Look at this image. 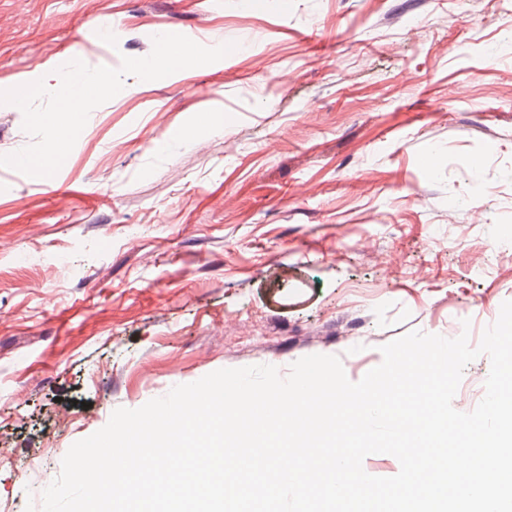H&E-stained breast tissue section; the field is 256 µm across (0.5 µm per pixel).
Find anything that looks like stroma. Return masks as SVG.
Listing matches in <instances>:
<instances>
[{
	"label": "stroma",
	"mask_w": 512,
	"mask_h": 512,
	"mask_svg": "<svg viewBox=\"0 0 512 512\" xmlns=\"http://www.w3.org/2000/svg\"><path fill=\"white\" fill-rule=\"evenodd\" d=\"M166 33L238 49L125 76L52 177L0 167V512L117 408L313 354L356 382L512 300V0H0V90Z\"/></svg>",
	"instance_id": "stroma-1"
}]
</instances>
